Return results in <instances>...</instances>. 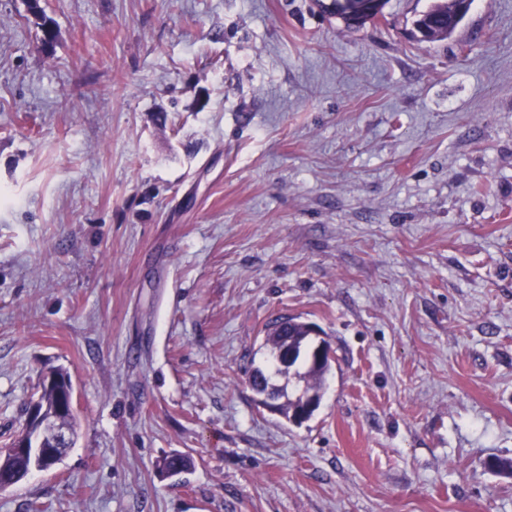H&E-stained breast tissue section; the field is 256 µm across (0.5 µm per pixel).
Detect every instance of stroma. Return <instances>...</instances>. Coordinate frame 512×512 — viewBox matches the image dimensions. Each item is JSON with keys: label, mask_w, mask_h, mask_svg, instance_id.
Segmentation results:
<instances>
[{"label": "stroma", "mask_w": 512, "mask_h": 512, "mask_svg": "<svg viewBox=\"0 0 512 512\" xmlns=\"http://www.w3.org/2000/svg\"><path fill=\"white\" fill-rule=\"evenodd\" d=\"M0 0V512H512V0ZM334 350L296 426L266 325ZM189 454L190 472L157 464ZM435 0L415 21L422 41H443L452 37L469 12L473 0ZM40 388L39 399L42 408L37 398L32 402L28 412V421L32 432L30 438L21 442L11 443L8 448L2 449L5 452L4 456L9 457H0L1 474L11 470L16 465V462L11 458L20 456L29 460L26 471H20L13 475L8 485L10 488L26 478L34 470L47 471L52 469L62 460L68 449L71 448L69 433L64 427L60 426L57 420H55L56 436L52 446L47 447L43 445L42 434L50 425V420L44 417V409L46 414L55 412L57 394L53 387H48L42 382L40 383Z\"/></svg>", "instance_id": "obj_1"}]
</instances>
